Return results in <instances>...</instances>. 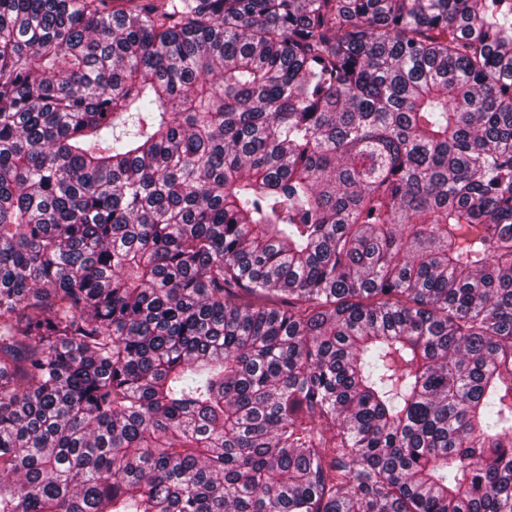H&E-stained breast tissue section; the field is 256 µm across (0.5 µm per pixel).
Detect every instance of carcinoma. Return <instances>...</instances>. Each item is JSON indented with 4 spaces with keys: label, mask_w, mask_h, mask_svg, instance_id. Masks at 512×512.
<instances>
[{
    "label": "carcinoma",
    "mask_w": 512,
    "mask_h": 512,
    "mask_svg": "<svg viewBox=\"0 0 512 512\" xmlns=\"http://www.w3.org/2000/svg\"><path fill=\"white\" fill-rule=\"evenodd\" d=\"M0 512H512V0H0Z\"/></svg>",
    "instance_id": "obj_1"
}]
</instances>
